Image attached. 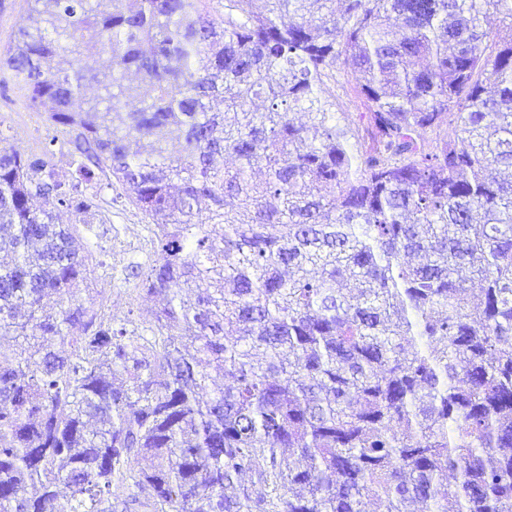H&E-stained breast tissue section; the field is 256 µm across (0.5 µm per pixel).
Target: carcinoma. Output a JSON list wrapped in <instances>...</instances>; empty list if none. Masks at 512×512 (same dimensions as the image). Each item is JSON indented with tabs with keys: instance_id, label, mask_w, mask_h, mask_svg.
<instances>
[{
	"instance_id": "obj_1",
	"label": "carcinoma",
	"mask_w": 512,
	"mask_h": 512,
	"mask_svg": "<svg viewBox=\"0 0 512 512\" xmlns=\"http://www.w3.org/2000/svg\"><path fill=\"white\" fill-rule=\"evenodd\" d=\"M27 2L0 68L82 161L0 148V512H512V0ZM98 172L148 326L82 299ZM352 67L348 64L341 65L340 72L336 73V111L346 112L349 120L355 123L359 128L360 135L364 136L362 143L369 147L370 139L366 132V120L360 119V113L365 112V107L361 98H359L354 80L352 79Z\"/></svg>"
}]
</instances>
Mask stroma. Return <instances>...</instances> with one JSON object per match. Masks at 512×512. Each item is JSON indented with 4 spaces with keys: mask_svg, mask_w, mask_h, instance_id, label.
Listing matches in <instances>:
<instances>
[{
    "mask_svg": "<svg viewBox=\"0 0 512 512\" xmlns=\"http://www.w3.org/2000/svg\"><path fill=\"white\" fill-rule=\"evenodd\" d=\"M0 136L21 153H46L49 166L60 177L74 175L77 162L71 154L70 132L53 127L43 114L26 108L23 92L8 71L0 73ZM93 188L101 207L99 219L88 227L76 224L74 216L63 218L64 223L76 224L80 248L93 254L90 297L106 300L118 319L124 317L128 306H135L138 323L149 324L155 303L143 297L130 299L136 282L128 277L131 268H146L155 258L149 228L135 206L108 187L105 177H97Z\"/></svg>",
    "mask_w": 512,
    "mask_h": 512,
    "instance_id": "35a3bbf8",
    "label": "stroma"
}]
</instances>
